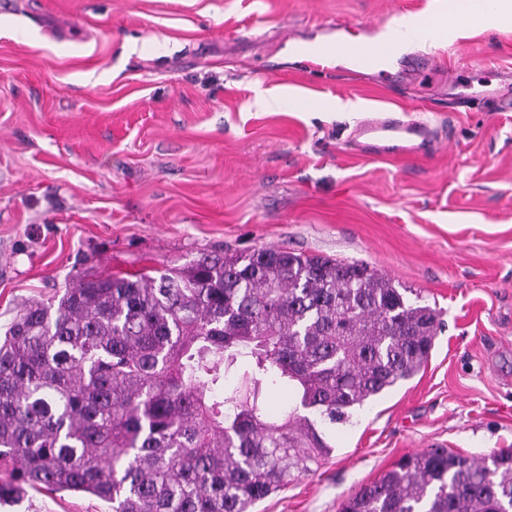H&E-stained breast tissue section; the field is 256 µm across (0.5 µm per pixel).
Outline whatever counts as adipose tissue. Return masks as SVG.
<instances>
[{
    "label": "adipose tissue",
    "mask_w": 512,
    "mask_h": 512,
    "mask_svg": "<svg viewBox=\"0 0 512 512\" xmlns=\"http://www.w3.org/2000/svg\"><path fill=\"white\" fill-rule=\"evenodd\" d=\"M493 4V10L488 11L481 0H469L464 11L452 8L443 17L410 16L390 29L387 39L396 49L414 40L431 46L438 34L444 33L453 38L465 28L485 24L490 17L504 26L512 24V0H493Z\"/></svg>",
    "instance_id": "ef3b65f1"
}]
</instances>
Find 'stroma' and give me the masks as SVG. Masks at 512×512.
Masks as SVG:
<instances>
[{
  "label": "stroma",
  "instance_id": "1",
  "mask_svg": "<svg viewBox=\"0 0 512 512\" xmlns=\"http://www.w3.org/2000/svg\"><path fill=\"white\" fill-rule=\"evenodd\" d=\"M448 0H0V330L87 271L179 267L224 248L362 261L442 323L413 380L336 430L257 506L337 512L403 455L512 448V26L411 46L395 83L296 48ZM298 98L266 111L259 95ZM477 94L460 108L466 88ZM429 122L434 144L371 156L357 125ZM0 512H110L29 491Z\"/></svg>",
  "mask_w": 512,
  "mask_h": 512
}]
</instances>
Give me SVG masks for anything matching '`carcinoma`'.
<instances>
[{
  "instance_id": "1",
  "label": "carcinoma",
  "mask_w": 512,
  "mask_h": 512,
  "mask_svg": "<svg viewBox=\"0 0 512 512\" xmlns=\"http://www.w3.org/2000/svg\"><path fill=\"white\" fill-rule=\"evenodd\" d=\"M407 292L364 262L273 247L84 275L0 336V503L31 489L112 512H253L421 371L439 314ZM274 389L291 407L273 411ZM338 512H512V448L408 453Z\"/></svg>"
}]
</instances>
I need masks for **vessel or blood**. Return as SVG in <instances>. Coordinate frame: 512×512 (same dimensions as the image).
Returning a JSON list of instances; mask_svg holds the SVG:
<instances>
[{
	"label": "vessel or blood",
	"instance_id": "vessel-or-blood-1",
	"mask_svg": "<svg viewBox=\"0 0 512 512\" xmlns=\"http://www.w3.org/2000/svg\"><path fill=\"white\" fill-rule=\"evenodd\" d=\"M384 43V38L376 35L359 43L339 38L333 42L304 46L301 53L316 67L330 58H342L355 69L375 72L388 81L393 77L394 68L404 66L406 59L395 51L384 50ZM429 130V125L421 121L388 117L361 122L357 136L367 153L403 156L417 152V140L427 138Z\"/></svg>",
	"mask_w": 512,
	"mask_h": 512
}]
</instances>
